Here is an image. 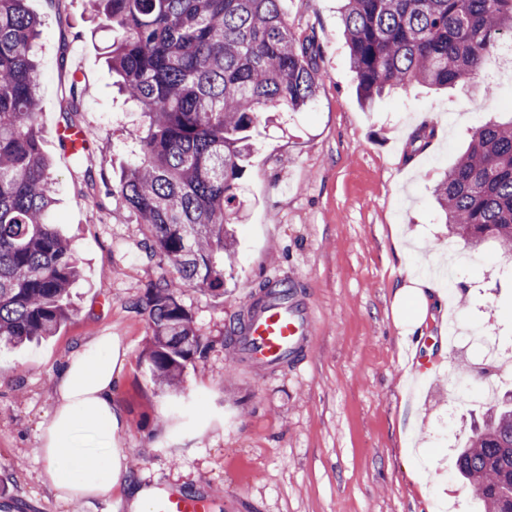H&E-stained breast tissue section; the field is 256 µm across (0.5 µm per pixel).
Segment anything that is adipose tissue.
Returning a JSON list of instances; mask_svg holds the SVG:
<instances>
[{"label":"adipose tissue","mask_w":512,"mask_h":512,"mask_svg":"<svg viewBox=\"0 0 512 512\" xmlns=\"http://www.w3.org/2000/svg\"><path fill=\"white\" fill-rule=\"evenodd\" d=\"M124 360V350L109 336L94 337L72 351L58 372L51 420L39 435L38 450L47 484L59 499L106 498L122 484L128 512H148L154 489L130 477L120 446L122 414L112 398L113 381ZM82 422L92 426L108 448L98 469L75 475L68 465L80 453L73 433Z\"/></svg>","instance_id":"1"}]
</instances>
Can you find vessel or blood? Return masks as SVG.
<instances>
[{
    "label": "vessel or blood",
    "instance_id": "obj_1",
    "mask_svg": "<svg viewBox=\"0 0 512 512\" xmlns=\"http://www.w3.org/2000/svg\"><path fill=\"white\" fill-rule=\"evenodd\" d=\"M244 321L245 359L270 370L294 362L313 339L314 311L296 284L286 279L263 298L250 299ZM152 507L153 512H210L208 500L172 489L160 492Z\"/></svg>",
    "mask_w": 512,
    "mask_h": 512
}]
</instances>
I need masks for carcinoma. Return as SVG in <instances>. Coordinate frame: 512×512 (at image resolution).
I'll return each mask as SVG.
<instances>
[{
    "label": "carcinoma",
    "mask_w": 512,
    "mask_h": 512,
    "mask_svg": "<svg viewBox=\"0 0 512 512\" xmlns=\"http://www.w3.org/2000/svg\"><path fill=\"white\" fill-rule=\"evenodd\" d=\"M282 0H93L112 33L109 63L125 100L147 120L107 194L150 233L148 249L178 281L150 284L135 308L151 332V380L175 389L207 346L178 284L224 294L240 184L253 131L267 111L315 97L309 37L289 27ZM343 27L359 93L371 102L412 83L448 87L478 74L512 39V0H345ZM26 0H0V347L54 336L73 314L79 276L49 221L52 163L41 147L36 40ZM71 111L89 96L75 77ZM448 236L474 250L512 253V118L477 127L434 190ZM487 512H512V395L489 414L455 461Z\"/></svg>",
    "instance_id": "carcinoma-1"
}]
</instances>
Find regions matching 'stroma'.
Here are the masks:
<instances>
[{"label":"stroma","mask_w":512,"mask_h":512,"mask_svg":"<svg viewBox=\"0 0 512 512\" xmlns=\"http://www.w3.org/2000/svg\"><path fill=\"white\" fill-rule=\"evenodd\" d=\"M339 0H283L293 31L315 38L318 81L305 108L271 113L255 132L240 179L241 222L227 293L180 286L207 344L179 390L150 380V333L136 302L175 279L147 250L149 231L120 197L104 194L141 116L119 96L104 48L108 32L90 0H28L39 40L43 152L53 162L51 219L71 242L80 276L72 318L57 336L0 351V512H127L110 498L61 501L43 481L38 433L61 364L93 337H118L126 363L113 385L133 478L213 499L211 512H481L461 502L453 468L495 398L454 400L458 382L479 388L482 352L429 344L442 324L465 325L512 346V260L495 245L471 251L440 221L434 188L473 130L512 113V70L448 89L413 84L368 104L357 91ZM92 87L75 113L91 146L73 172L54 130L70 112L72 72ZM426 131L416 141L418 131ZM432 281L425 317L407 330L395 312L408 273ZM297 280L315 314V338L294 364H248L224 343L262 284Z\"/></svg>","instance_id":"35a3bbf8"}]
</instances>
